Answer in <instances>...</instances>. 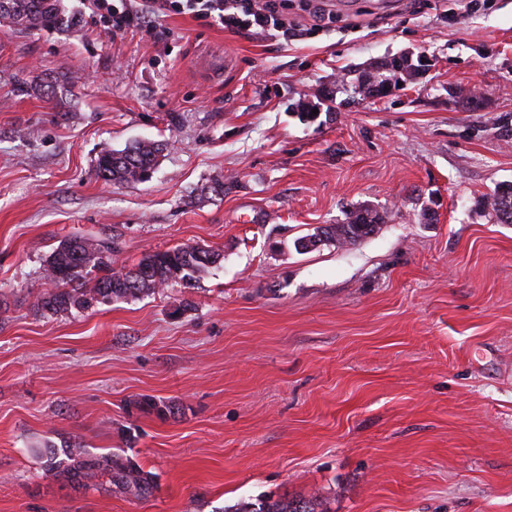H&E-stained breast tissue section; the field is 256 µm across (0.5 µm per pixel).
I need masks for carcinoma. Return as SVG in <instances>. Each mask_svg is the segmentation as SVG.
Here are the masks:
<instances>
[{
	"instance_id": "1",
	"label": "carcinoma",
	"mask_w": 512,
	"mask_h": 512,
	"mask_svg": "<svg viewBox=\"0 0 512 512\" xmlns=\"http://www.w3.org/2000/svg\"><path fill=\"white\" fill-rule=\"evenodd\" d=\"M61 0H0V22L21 28L56 29L67 25L60 6ZM402 75L378 66L369 75L372 84L383 86L398 82ZM168 144L141 141L123 150L103 148L95 161L97 180L112 185H125L148 181L158 167ZM509 191H494L482 197L479 206L489 210L501 224H512V184ZM379 213L364 207L345 214L340 224L330 225V230L317 227L314 232L300 237L296 247L301 250L316 249L327 240L331 245L343 247L374 234L379 229ZM120 251L117 239L106 241L101 248L87 243L81 237L61 241L45 260V274L52 288L41 295L34 304L40 314H66L74 310H88L98 304L149 295L173 282L187 284L200 278L220 259V254L198 244H183L165 251L144 255L132 268L115 266ZM88 263L100 273L93 286H86L87 277L79 270L80 263ZM139 412L154 414L159 418L175 414V406L152 397H140L132 402ZM46 476L64 477L85 488L96 487L106 480L113 490L146 500L157 489L155 476L128 457L110 453L95 455L80 442H64L63 454L55 445L44 444L40 452ZM224 512H326L316 496H280L241 499Z\"/></svg>"
}]
</instances>
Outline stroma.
I'll list each match as a JSON object with an SVG mask.
<instances>
[{
  "label": "stroma",
  "instance_id": "1",
  "mask_svg": "<svg viewBox=\"0 0 512 512\" xmlns=\"http://www.w3.org/2000/svg\"><path fill=\"white\" fill-rule=\"evenodd\" d=\"M301 2L276 37L176 14L110 32L88 0H63L68 29L0 24V512L312 493L329 512H512V224L478 206L512 184V0H328L318 28ZM407 52L422 78L360 92ZM140 140L168 145L151 179H95L101 149ZM360 206L376 234L296 250ZM113 236L129 266L181 244L222 259L189 288L36 314L51 249ZM46 440L134 458L158 488L45 476ZM133 408L139 412L154 414L159 418H166L167 416L175 414V406L157 401L152 397H140L131 402Z\"/></svg>",
  "mask_w": 512,
  "mask_h": 512
}]
</instances>
